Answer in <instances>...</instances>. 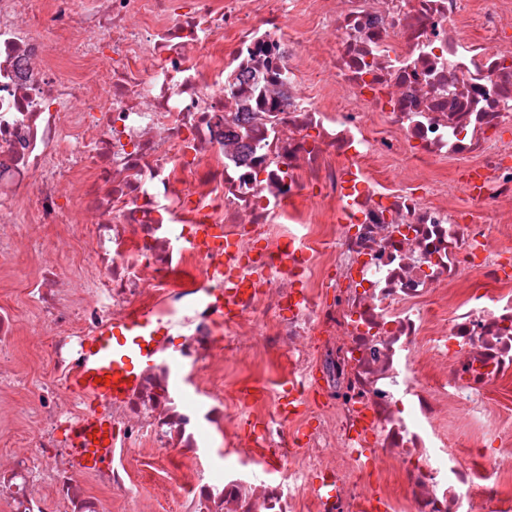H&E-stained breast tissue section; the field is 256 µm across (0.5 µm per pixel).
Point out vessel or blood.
Wrapping results in <instances>:
<instances>
[{"label":"vessel or blood","instance_id":"vessel-or-blood-1","mask_svg":"<svg viewBox=\"0 0 512 512\" xmlns=\"http://www.w3.org/2000/svg\"><path fill=\"white\" fill-rule=\"evenodd\" d=\"M160 331L151 318L136 314L104 325L86 340L80 368L68 380L88 408L74 437L75 460L84 471L111 466L112 424L100 408L124 396L136 384L139 369L156 359Z\"/></svg>","mask_w":512,"mask_h":512}]
</instances>
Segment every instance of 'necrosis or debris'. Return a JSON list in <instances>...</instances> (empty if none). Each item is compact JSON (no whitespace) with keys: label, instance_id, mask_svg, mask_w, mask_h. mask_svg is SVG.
<instances>
[{"label":"necrosis or debris","instance_id":"4bbe7bcc","mask_svg":"<svg viewBox=\"0 0 512 512\" xmlns=\"http://www.w3.org/2000/svg\"><path fill=\"white\" fill-rule=\"evenodd\" d=\"M510 30L512 0H0V273L34 253L0 512H150L141 479L190 512H512ZM200 224L253 255L229 319ZM137 313L181 343L80 472L67 379Z\"/></svg>","mask_w":512,"mask_h":512}]
</instances>
